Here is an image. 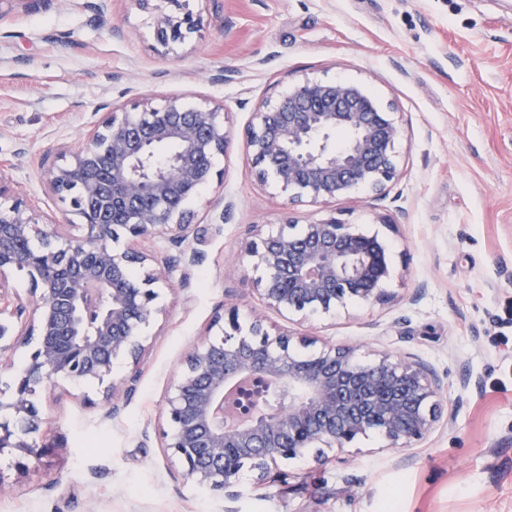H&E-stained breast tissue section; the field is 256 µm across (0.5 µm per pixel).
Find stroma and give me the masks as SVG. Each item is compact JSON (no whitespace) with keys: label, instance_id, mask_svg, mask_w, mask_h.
<instances>
[{"label":"stroma","instance_id":"obj_1","mask_svg":"<svg viewBox=\"0 0 512 512\" xmlns=\"http://www.w3.org/2000/svg\"><path fill=\"white\" fill-rule=\"evenodd\" d=\"M198 36L163 56L134 0L31 7L0 20V163L42 215L66 206L43 171L112 106L183 95L229 108L231 143L195 206L233 212L202 245L201 262L175 268L149 331L135 393L104 415L96 383L61 382L40 395L41 462L0 455V512H512V0H200ZM364 83L404 128L398 176L386 199L358 192L329 206L291 205L261 186L243 148L256 104L303 78ZM335 213L390 248L397 302L351 306L335 319L269 326L379 350L411 352L460 397L449 426L420 448L359 440L348 463L288 465L266 490L240 495L185 480L160 443L162 400L216 309L259 310L251 280L234 271L254 224L278 227ZM420 300L411 295L418 286ZM475 385L460 392L459 381Z\"/></svg>","mask_w":512,"mask_h":512}]
</instances>
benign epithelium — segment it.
Returning <instances> with one entry per match:
<instances>
[{"mask_svg": "<svg viewBox=\"0 0 512 512\" xmlns=\"http://www.w3.org/2000/svg\"><path fill=\"white\" fill-rule=\"evenodd\" d=\"M196 2L135 0L166 54L204 26ZM227 118L222 104L181 96L146 97L137 112L112 109L44 171L48 189L84 226L77 237L62 233L68 218L40 220L0 168V414H8L0 453L42 459L44 449L18 433L39 432L37 394L60 380L97 381L110 415L135 390L147 329L164 313L162 290L175 267L139 242L205 240L209 228L189 205L227 153ZM403 136L395 113L363 84L306 78L257 106L244 149L256 179L288 202L326 204L358 190L384 198ZM235 267L264 308L287 318L392 300L386 243L331 214L301 225L289 218L275 230L251 225ZM16 271L31 283L24 299L8 288ZM299 343L307 340L270 333L259 313L243 321L235 307L209 323L165 397L163 448L186 479L232 501L245 472L263 485L309 452L319 464L370 432L387 448H416L452 422L447 381L418 356L385 350L366 362L356 345L302 354ZM119 361L128 371L117 377Z\"/></svg>", "mask_w": 512, "mask_h": 512, "instance_id": "7a95c632", "label": "benign epithelium"}]
</instances>
